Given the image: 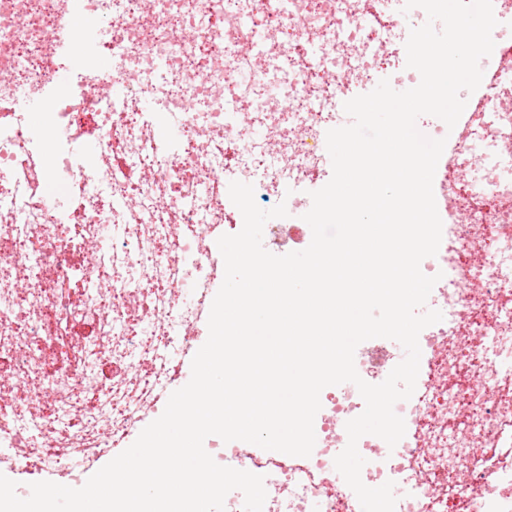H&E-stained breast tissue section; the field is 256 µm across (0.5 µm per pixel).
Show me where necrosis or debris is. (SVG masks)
Here are the masks:
<instances>
[{
    "label": "necrosis or debris",
    "instance_id": "necrosis-or-debris-1",
    "mask_svg": "<svg viewBox=\"0 0 512 512\" xmlns=\"http://www.w3.org/2000/svg\"><path fill=\"white\" fill-rule=\"evenodd\" d=\"M360 0H0V474L65 472L76 454L111 458L176 384L160 349L197 345L216 295L211 235L224 221L227 173L259 198L288 200L309 178L329 180L326 133L336 101L381 72L406 68L409 28L359 22ZM262 31L266 56L246 47L239 15ZM67 28L83 65L53 91L69 56L50 34ZM112 85L120 95L90 94ZM43 101L42 120L5 111L17 89ZM173 116L164 142L153 112ZM460 136L434 192L444 224L426 306L443 321L419 335L430 356L413 396L396 407L411 436L395 455L360 438L371 476L400 483L395 512H512V70ZM499 143L497 168L474 153ZM96 145L87 170L75 143ZM61 178L68 201L44 191ZM318 455L264 461L209 437L221 465L272 484L266 512H358L324 459L358 391L320 395Z\"/></svg>",
    "mask_w": 512,
    "mask_h": 512
}]
</instances>
